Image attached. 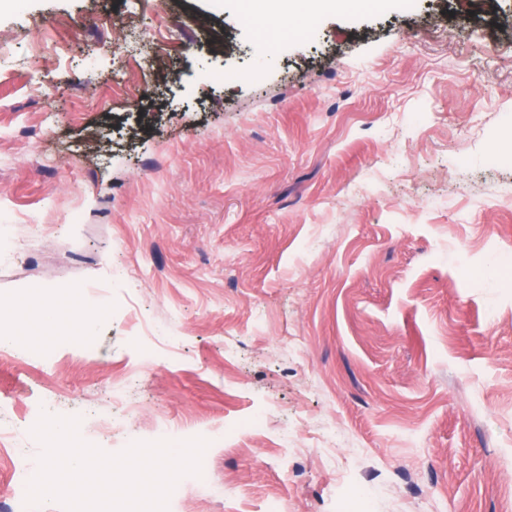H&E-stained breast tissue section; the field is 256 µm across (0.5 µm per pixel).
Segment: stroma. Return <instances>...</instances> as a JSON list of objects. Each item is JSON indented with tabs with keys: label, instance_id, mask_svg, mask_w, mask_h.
I'll use <instances>...</instances> for the list:
<instances>
[{
	"label": "stroma",
	"instance_id": "35a3bbf8",
	"mask_svg": "<svg viewBox=\"0 0 512 512\" xmlns=\"http://www.w3.org/2000/svg\"><path fill=\"white\" fill-rule=\"evenodd\" d=\"M0 223V508L41 412L262 410L180 512H512V0H7Z\"/></svg>",
	"mask_w": 512,
	"mask_h": 512
}]
</instances>
